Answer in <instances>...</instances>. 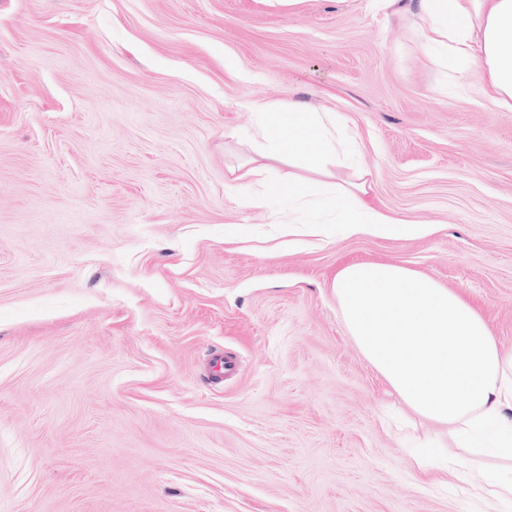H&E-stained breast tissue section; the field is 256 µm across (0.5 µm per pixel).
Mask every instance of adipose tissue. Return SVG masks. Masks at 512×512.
<instances>
[{"label": "adipose tissue", "instance_id": "1", "mask_svg": "<svg viewBox=\"0 0 512 512\" xmlns=\"http://www.w3.org/2000/svg\"><path fill=\"white\" fill-rule=\"evenodd\" d=\"M425 53L438 52L461 79L479 73L477 92L490 106L512 111V0H422L417 25ZM255 134L265 162L233 169L224 188L257 185L246 206L307 208L309 225H289L304 237L336 233L381 238H423L430 224L406 222L368 200L371 183L363 167L349 179L329 183L312 198L306 178H275L269 160L312 171L328 162L350 166L358 141L343 134L333 112H310L291 101L255 105ZM341 319L364 357L415 415L447 427L450 443H426L422 456L446 459L449 447L470 457L512 461V353H504L482 315L459 293L408 268L353 263L333 282Z\"/></svg>", "mask_w": 512, "mask_h": 512}]
</instances>
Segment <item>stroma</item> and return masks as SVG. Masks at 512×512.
I'll return each instance as SVG.
<instances>
[{"instance_id": "1", "label": "stroma", "mask_w": 512, "mask_h": 512, "mask_svg": "<svg viewBox=\"0 0 512 512\" xmlns=\"http://www.w3.org/2000/svg\"><path fill=\"white\" fill-rule=\"evenodd\" d=\"M420 12L0 0V512H512L412 466L331 291L401 265L512 351V111L455 88ZM275 100L339 115L372 204L434 233L285 244L224 189Z\"/></svg>"}]
</instances>
